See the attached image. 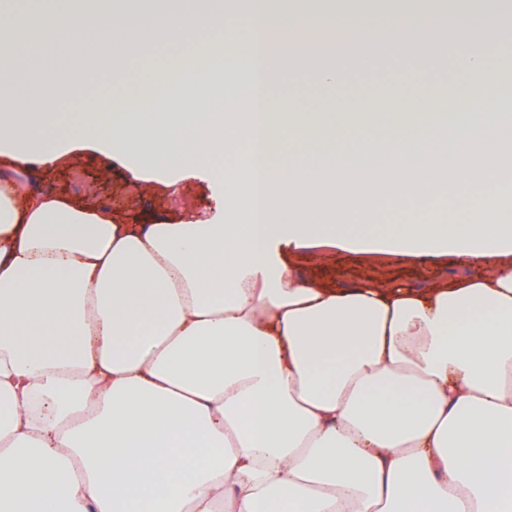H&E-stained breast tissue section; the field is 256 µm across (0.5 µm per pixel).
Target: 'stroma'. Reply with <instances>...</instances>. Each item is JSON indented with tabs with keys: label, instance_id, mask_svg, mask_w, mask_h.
<instances>
[{
	"label": "stroma",
	"instance_id": "obj_1",
	"mask_svg": "<svg viewBox=\"0 0 512 512\" xmlns=\"http://www.w3.org/2000/svg\"><path fill=\"white\" fill-rule=\"evenodd\" d=\"M174 62L175 58L168 47L158 44L151 56L128 60L121 83L116 84L105 78L94 86L93 91L109 94L120 85L128 91L139 90L147 84L154 70L173 65ZM411 66V61L404 58L384 57L375 68L369 70L348 66L346 78L335 84H323L302 76L287 77L272 87L270 95L275 101L290 99L304 103L317 113L333 111L340 104L384 101L392 94L397 73ZM469 79L470 67L466 57L454 52L447 55L444 63L428 76L405 84L402 99L409 104L445 96L460 98ZM41 186L66 197L111 207L141 223L159 216L210 210L220 195L218 180L206 171L183 177L175 187V197L170 198L153 184H133L121 165L108 168L100 158L91 155L79 156L71 159L67 166L44 171ZM299 265L305 276L317 274L339 285L377 274L414 286H427L449 278L453 273L452 268L437 263L410 261L394 255L376 257L373 264L366 265L337 250L315 247L302 251Z\"/></svg>",
	"mask_w": 512,
	"mask_h": 512
}]
</instances>
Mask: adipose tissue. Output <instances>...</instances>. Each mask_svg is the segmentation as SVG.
Segmentation results:
<instances>
[{
  "instance_id": "1",
  "label": "adipose tissue",
  "mask_w": 512,
  "mask_h": 512,
  "mask_svg": "<svg viewBox=\"0 0 512 512\" xmlns=\"http://www.w3.org/2000/svg\"><path fill=\"white\" fill-rule=\"evenodd\" d=\"M271 0H167L66 22L81 62L0 63V512H512V114L480 31L449 23L445 48L475 74L442 110L448 128L398 120L376 144L369 113L298 118L224 70L202 31L267 44L278 77L334 83L319 36L274 37ZM194 45L142 92L89 96L137 38ZM429 21L361 31L341 56L433 59ZM85 110L52 131L60 106ZM236 149L257 190L224 180ZM173 187L222 179L214 213L131 223L42 190L80 155ZM495 189L448 223L358 224L382 197L448 183ZM363 257L445 259L463 275L426 288L370 276L302 277L315 243Z\"/></svg>"
}]
</instances>
